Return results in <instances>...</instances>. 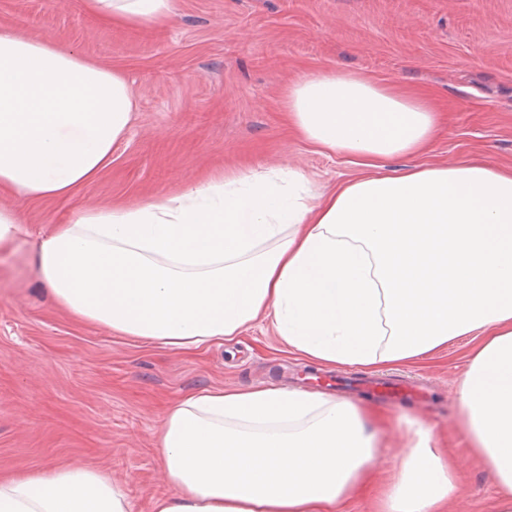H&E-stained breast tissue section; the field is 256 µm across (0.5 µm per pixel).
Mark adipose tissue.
I'll return each instance as SVG.
<instances>
[{"label":"adipose tissue","mask_w":512,"mask_h":512,"mask_svg":"<svg viewBox=\"0 0 512 512\" xmlns=\"http://www.w3.org/2000/svg\"><path fill=\"white\" fill-rule=\"evenodd\" d=\"M136 26L174 0H89ZM135 110L120 73L0 28V194L64 199L112 162ZM288 120L317 148L388 159L423 154L437 112L418 94L344 71L302 74ZM276 172L220 177L173 196L75 210L33 256L77 320L170 348L200 349L271 321L323 365L432 358L482 342L455 390L459 432L512 512V172L480 160L341 183L310 200ZM397 477L376 484L388 419L375 408L275 387L182 395L157 443L174 492L151 512H445L462 461L413 416ZM0 512H132L95 467L0 471Z\"/></svg>","instance_id":"ef3b65f1"}]
</instances>
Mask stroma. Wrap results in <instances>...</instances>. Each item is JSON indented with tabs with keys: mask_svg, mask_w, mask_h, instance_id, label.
<instances>
[{
	"mask_svg": "<svg viewBox=\"0 0 512 512\" xmlns=\"http://www.w3.org/2000/svg\"><path fill=\"white\" fill-rule=\"evenodd\" d=\"M162 26L103 22L86 0H0V27L120 72L133 123L110 167L74 197L31 201L21 254L0 257V469L102 467L134 512L171 493L157 440L169 405L202 388H298L309 364L259 320L202 352L163 348L81 323L54 307L23 254L71 209L177 195L248 171H291L313 191L415 165L478 158L512 171V0H175ZM342 68L416 92L439 129L427 153L353 164L289 127V85ZM390 367L426 387L423 402L385 407L420 418L464 448L454 391L478 344ZM497 487L466 459L447 512H493Z\"/></svg>",
	"mask_w": 512,
	"mask_h": 512,
	"instance_id": "obj_1",
	"label": "stroma"
}]
</instances>
